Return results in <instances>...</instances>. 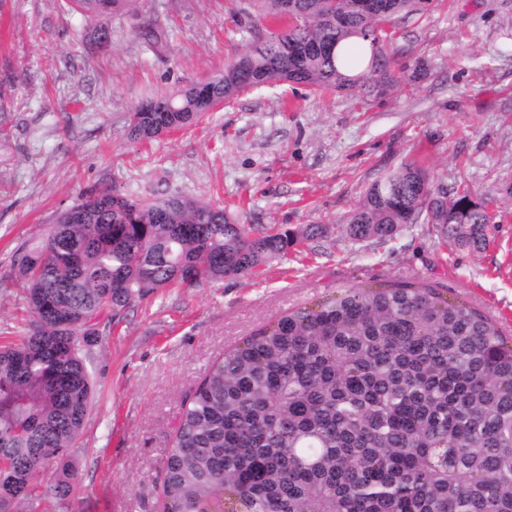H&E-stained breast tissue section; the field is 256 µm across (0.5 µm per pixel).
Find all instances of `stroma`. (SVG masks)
<instances>
[{"label":"stroma","instance_id":"35a3bbf8","mask_svg":"<svg viewBox=\"0 0 512 512\" xmlns=\"http://www.w3.org/2000/svg\"><path fill=\"white\" fill-rule=\"evenodd\" d=\"M166 35L112 22V45L83 44L63 0H0V342L29 319L14 253L102 184L150 201L181 193L244 224H326L331 236L255 277L167 288L120 312L91 349L94 397L72 512H161L163 462L181 404L208 365L284 311L344 286L420 278L512 336V0H433L390 24L398 67L416 72L370 99L286 82L252 88L195 126L128 136L146 99L203 82L256 28L250 0H137ZM416 163L441 186L492 202L482 249L427 223L393 239L337 233L375 181Z\"/></svg>","mask_w":512,"mask_h":512}]
</instances>
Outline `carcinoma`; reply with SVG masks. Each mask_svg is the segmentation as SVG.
<instances>
[{
	"label": "carcinoma",
	"mask_w": 512,
	"mask_h": 512,
	"mask_svg": "<svg viewBox=\"0 0 512 512\" xmlns=\"http://www.w3.org/2000/svg\"><path fill=\"white\" fill-rule=\"evenodd\" d=\"M84 37L112 45L133 0H68ZM252 0L259 34L219 78L150 98L129 115L151 140L197 122L202 101L289 82L377 97L399 78L384 26L431 0ZM402 76H397V73ZM426 219L477 245L492 219L471 191L448 192L410 163L374 182L342 232L386 240ZM329 228L242 224L182 194L144 202L116 185L85 193L13 274L34 314L0 345V512L70 503L94 382L86 353L104 316L173 286L248 278ZM54 468L43 486L38 474ZM162 512H512V344L498 324L419 278L339 288L252 330L183 401L164 461Z\"/></svg>",
	"instance_id": "obj_1"
}]
</instances>
